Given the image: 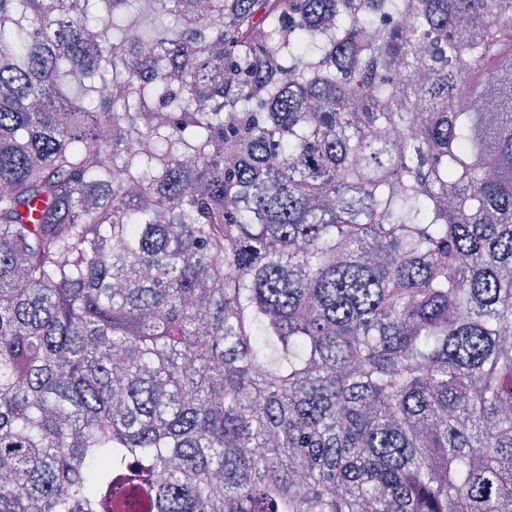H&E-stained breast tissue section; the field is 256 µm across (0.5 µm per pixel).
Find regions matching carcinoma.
Listing matches in <instances>:
<instances>
[{
	"label": "carcinoma",
	"instance_id": "cac0c4a2",
	"mask_svg": "<svg viewBox=\"0 0 512 512\" xmlns=\"http://www.w3.org/2000/svg\"><path fill=\"white\" fill-rule=\"evenodd\" d=\"M95 2L0 0V512H512V0Z\"/></svg>",
	"mask_w": 512,
	"mask_h": 512
}]
</instances>
